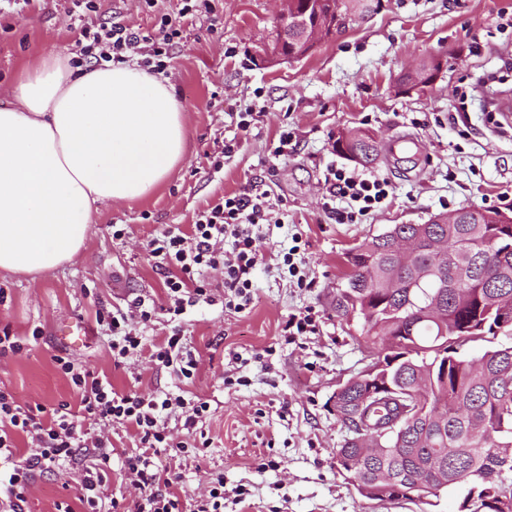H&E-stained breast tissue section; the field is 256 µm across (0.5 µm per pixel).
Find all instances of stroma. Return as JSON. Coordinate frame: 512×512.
<instances>
[{"label": "stroma", "instance_id": "1", "mask_svg": "<svg viewBox=\"0 0 512 512\" xmlns=\"http://www.w3.org/2000/svg\"><path fill=\"white\" fill-rule=\"evenodd\" d=\"M210 15L179 17L182 38L167 76L184 112L185 156L149 196L101 206L75 259L37 280L0 277V330L41 336L28 353L0 360V388L18 402L48 407L76 403L53 355L66 353L106 378L118 392L165 394L207 401L196 427L204 446L152 454L153 469L179 474L183 512H194L213 474L224 476V512H455V489L428 507L409 500L379 502L361 496L336 467L348 430L332 395L339 383L369 368L375 349L361 321L339 319L331 301L346 267L345 253L392 224H422L462 208L512 210V122L499 101L512 93V0H385L369 20H358L308 56L273 67L252 62L275 33L277 0H214ZM179 0H104L101 19L154 33L160 15H178ZM79 37L67 0H32L0 7V107L13 101L22 67L49 53L72 58ZM442 61L439 78L409 94L396 93L397 75L418 61ZM258 112L248 130L240 112ZM365 128L381 144L417 137L425 168L401 169L380 153L367 166L385 179V202L353 224L339 223L346 201L325 205L331 166L355 170L336 153L339 131ZM294 131L288 158L274 159L281 130ZM238 147L225 154L224 143ZM262 180L278 206L260 225L265 261L253 272V301L242 312L225 309L223 274L208 271L212 304L188 307L182 342L199 362L193 378L157 365L148 354L117 366L98 313L127 309L137 298L161 300L163 277L146 256L147 241L169 224L189 227L196 214ZM126 230L112 237L113 225ZM299 244L314 285L297 287L278 268L280 254ZM311 310L314 333L286 342L289 314ZM78 318L88 329L83 344H64L57 330ZM111 470L100 503L132 505L139 492L124 476V461L138 444L133 429L114 426ZM95 449L79 450L76 463L34 477L25 512H57L68 503L82 512L81 468Z\"/></svg>", "mask_w": 512, "mask_h": 512}]
</instances>
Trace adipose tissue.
<instances>
[{
    "label": "adipose tissue",
    "mask_w": 512,
    "mask_h": 512,
    "mask_svg": "<svg viewBox=\"0 0 512 512\" xmlns=\"http://www.w3.org/2000/svg\"><path fill=\"white\" fill-rule=\"evenodd\" d=\"M0 108V274L36 279L71 262L100 205L151 194L188 132L167 79L129 61L74 69L46 55Z\"/></svg>",
    "instance_id": "obj_1"
}]
</instances>
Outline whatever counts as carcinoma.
<instances>
[{
  "label": "carcinoma",
  "mask_w": 512,
  "mask_h": 512,
  "mask_svg": "<svg viewBox=\"0 0 512 512\" xmlns=\"http://www.w3.org/2000/svg\"><path fill=\"white\" fill-rule=\"evenodd\" d=\"M274 41L307 55L303 31L288 25ZM367 166L379 146L355 141L338 151ZM336 315L363 321L367 333L398 340L400 352L373 373L346 381L338 417L350 437L338 449L366 498L421 501L418 483L468 485L458 512H512V342L474 359L467 340L497 338L500 308L512 301V220L498 210L463 209L453 224H392L345 254ZM412 407L403 428L375 452L369 426Z\"/></svg>",
  "instance_id": "1"
}]
</instances>
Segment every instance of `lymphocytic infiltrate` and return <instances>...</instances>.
Segmentation results:
<instances>
[{
	"instance_id": "lymphocytic-infiltrate-1",
	"label": "lymphocytic infiltrate",
	"mask_w": 512,
	"mask_h": 512,
	"mask_svg": "<svg viewBox=\"0 0 512 512\" xmlns=\"http://www.w3.org/2000/svg\"><path fill=\"white\" fill-rule=\"evenodd\" d=\"M71 2L80 10L73 66L119 64L136 54L142 66L153 73L165 71L175 41L182 36L179 17L207 15L213 11L212 0H180L178 17L161 15L156 33L141 35L119 23L97 22L102 0ZM326 185L329 198L348 201L347 210L338 214L342 222L367 215L389 196L387 181L343 168L333 170ZM270 197V191L262 183H253L243 192L199 211L190 230L172 225L148 241L149 260L164 278L167 301L163 311L171 320H179L189 304L212 302L204 274L217 267L224 270L225 309L240 312L251 304V276L263 261L254 246L253 228L266 220ZM157 312L140 298L132 303L130 312L99 317V325L111 338L114 365L146 352L159 365L178 366L184 378L194 377L198 361L192 352L184 350L180 332L148 345L130 324V315H137L146 324ZM53 362L78 394V408H71L66 402L51 408L22 404L12 393L0 389V486L8 492L7 512H25L24 504L34 476L74 461L77 450L87 446L99 449L100 456L97 463L82 470L80 502L84 512H98L110 469V457L104 452L110 438L95 432V423L134 428L142 451L173 446L181 451L186 449V442L173 441L162 423L163 411L172 405L170 399L115 392L110 383L76 365L66 355L54 356ZM19 436L31 443L21 456L17 455L15 445ZM142 451L127 456L124 463L127 478L141 491L133 512H182L181 501L171 490L176 475L150 469Z\"/></svg>"
}]
</instances>
